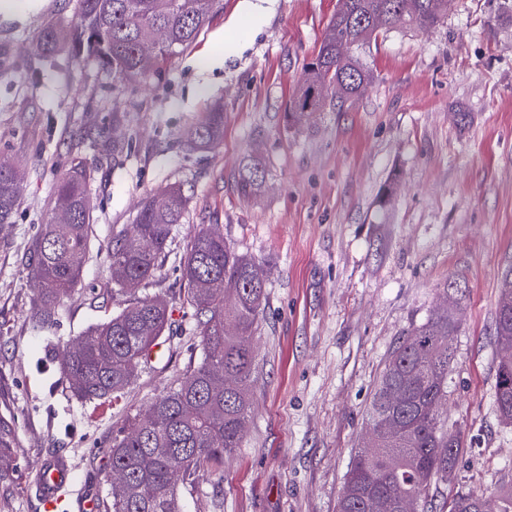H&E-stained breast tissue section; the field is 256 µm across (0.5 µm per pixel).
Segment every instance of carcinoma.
I'll list each match as a JSON object with an SVG mask.
<instances>
[{
	"instance_id": "1",
	"label": "carcinoma",
	"mask_w": 512,
	"mask_h": 512,
	"mask_svg": "<svg viewBox=\"0 0 512 512\" xmlns=\"http://www.w3.org/2000/svg\"><path fill=\"white\" fill-rule=\"evenodd\" d=\"M220 0H75V19L65 25L44 24L37 49L43 55L60 48L77 62L92 61L112 72L119 87L144 76L141 44L164 32L157 65L189 48L218 13ZM453 0H342L327 23L317 55L306 67L288 101L286 118L295 126L311 116L302 112L308 94L325 88L315 111L344 112L370 83L358 50L378 33L402 24L417 30L438 26ZM224 139V106L215 103L193 127L189 143L201 151ZM265 168L252 163L240 175L239 192L256 195ZM93 173L81 163L58 179L51 211H67L41 225L29 246L28 272L38 291L31 313L34 327L54 325V307L82 281L83 263L92 236L88 187ZM21 172L0 169V224L17 208ZM165 201L145 200L134 223L112 229L105 246L112 293L129 296L115 316L89 329L77 344L58 348L60 369L72 379L81 401L121 397L168 324L167 308L158 298L137 295L139 287L161 275L176 225L182 223L188 196L179 186L164 191ZM182 279L195 310L203 356L175 386L155 397L145 417H130L127 427L104 449L111 473L124 479L123 491L111 494L104 512H181L180 488L196 473L224 466V457L239 447L248 413L254 366L250 339L263 314L264 268L238 253L217 227L194 236L183 258ZM457 299L446 295L426 321L398 342L373 394L368 425L375 437L355 453L338 501L337 512H373L379 496L415 502L414 512H429L434 479L448 476L462 453L460 436L448 432L443 406L453 369L451 337L460 326ZM497 342L512 344V266L501 276L495 313ZM398 387L403 399L389 401ZM495 402L502 419L512 422V365L499 364ZM13 424L0 418V485L10 482ZM497 512H512V485L494 490ZM439 512H480V497L457 492Z\"/></svg>"
}]
</instances>
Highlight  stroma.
<instances>
[{
  "label": "stroma",
  "mask_w": 512,
  "mask_h": 512,
  "mask_svg": "<svg viewBox=\"0 0 512 512\" xmlns=\"http://www.w3.org/2000/svg\"><path fill=\"white\" fill-rule=\"evenodd\" d=\"M222 0L182 54L116 93L111 72L66 52L35 51L65 0H16L0 12V159L21 169L20 200L0 224V417L17 433L0 512H45L35 484L63 454L73 489L105 501L101 449L129 416L197 366L202 350L180 262L194 235L219 225L266 273L252 338L251 413L222 469L183 487L184 512H336L376 383L399 340L425 322L442 286L459 281L456 364L444 408L465 451L436 498L512 484V424L495 403L494 338L503 271L512 266V14L505 0H454L422 33H380L362 51L372 80L345 112L288 126L285 110L316 55L337 0ZM224 104V141L193 150L187 132ZM468 113L457 125L455 113ZM122 151L113 152V143ZM267 168L255 196L238 191L251 158ZM92 169L94 237L81 284L33 328L37 290L24 265L74 163ZM183 184L190 196L161 275L145 288L170 326L119 401H80L52 364L124 305L106 295L104 247L146 196ZM390 203L380 201L387 186Z\"/></svg>",
  "instance_id": "1"
}]
</instances>
